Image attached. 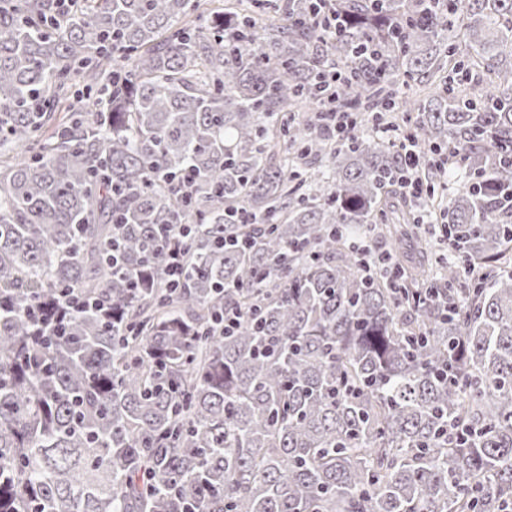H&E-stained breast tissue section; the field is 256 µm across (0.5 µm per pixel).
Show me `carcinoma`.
Listing matches in <instances>:
<instances>
[{
    "label": "carcinoma",
    "mask_w": 512,
    "mask_h": 512,
    "mask_svg": "<svg viewBox=\"0 0 512 512\" xmlns=\"http://www.w3.org/2000/svg\"><path fill=\"white\" fill-rule=\"evenodd\" d=\"M56 3L0 0V512H501L512 0H339L337 36L313 0H222L203 26L200 0ZM333 62L341 106L390 103L455 155L448 257L398 155L301 115ZM76 85L86 105L62 110ZM360 232L399 279L362 270ZM72 290L100 308L36 335L28 308Z\"/></svg>",
    "instance_id": "carcinoma-1"
}]
</instances>
